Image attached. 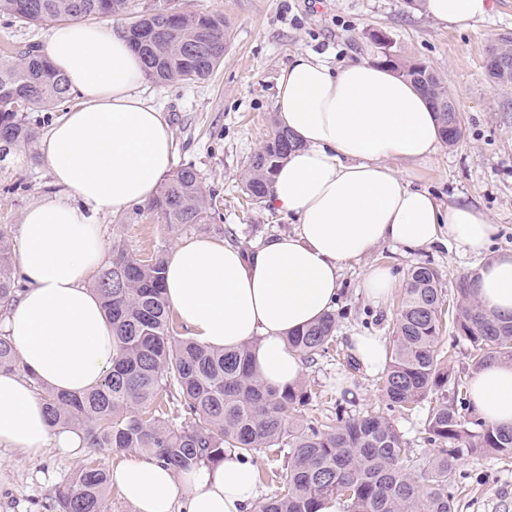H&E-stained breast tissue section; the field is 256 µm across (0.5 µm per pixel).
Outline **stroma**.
<instances>
[{
    "label": "stroma",
    "instance_id": "stroma-1",
    "mask_svg": "<svg viewBox=\"0 0 512 512\" xmlns=\"http://www.w3.org/2000/svg\"><path fill=\"white\" fill-rule=\"evenodd\" d=\"M186 12H208L224 19L229 39L224 60L207 79L195 83L145 81L144 94L160 107L175 141L176 165L200 172L212 219L204 236L224 239L249 250L268 238L294 232L293 217L266 205L255 207L243 192L251 156L275 129L278 79L296 52H310L330 65L366 57L378 60L377 35L400 59L426 63L443 80L460 115L457 144L441 145L428 159H388V166L412 187L440 204L467 201L497 224L492 250H512V84L493 83L485 68L489 47L512 37V0H490L491 11L464 31L441 28L422 5L408 0H176ZM52 23L25 24L0 16V55H23L43 47ZM39 147L0 159V225L7 227L13 249L21 247L25 211L56 194ZM104 246L121 240L138 258L172 251L179 233L141 204L97 219ZM480 257L451 239L407 251L388 243L349 262L342 272L336 301L343 316L327 354L305 365L301 378L310 398L309 420L334 418L337 406L363 416L385 412L379 378L365 374L346 347L349 335L368 332L391 338L409 269L431 264L444 289L472 272ZM386 267L397 279L388 302H369L361 288L366 271ZM348 377L354 396L337 392V377ZM427 406L393 413L409 448L424 456L435 448L426 440ZM128 450L80 448L66 455L50 447L28 456L0 447V512H54L55 492L88 461L105 469L131 458ZM454 489L456 512H512V456L462 454Z\"/></svg>",
    "mask_w": 512,
    "mask_h": 512
}]
</instances>
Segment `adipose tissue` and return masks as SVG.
<instances>
[{"mask_svg": "<svg viewBox=\"0 0 512 512\" xmlns=\"http://www.w3.org/2000/svg\"><path fill=\"white\" fill-rule=\"evenodd\" d=\"M425 8L451 30L490 11L489 0H426ZM43 52L78 103L42 145L63 195L24 214L15 264L25 288L1 322L22 370L0 373V447L31 456L80 445L77 433L48 421L38 387L80 394L112 367V325L90 286L103 261L96 219L149 201L175 160L173 133L141 91L142 61L122 27L61 25ZM276 112L298 147L268 201L294 216L297 229L249 251L208 237L174 248L166 296L198 342L250 345L257 375L291 386L303 361L287 335L328 310L344 264L383 242L414 250L444 233L484 257L472 290L482 308L512 314V251L488 253L497 225L471 205L438 203L387 164L426 158L441 143L435 115L412 83L369 60L334 68L301 52L281 73ZM469 407L488 424L512 427V361L473 373ZM112 483L136 512H252L258 498L254 466L233 451L179 474L143 455L117 465Z\"/></svg>", "mask_w": 512, "mask_h": 512, "instance_id": "ef3b65f1", "label": "adipose tissue"}]
</instances>
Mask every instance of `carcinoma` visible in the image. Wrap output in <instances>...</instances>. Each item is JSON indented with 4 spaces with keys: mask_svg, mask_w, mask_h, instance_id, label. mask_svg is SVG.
Returning a JSON list of instances; mask_svg holds the SVG:
<instances>
[{
    "mask_svg": "<svg viewBox=\"0 0 512 512\" xmlns=\"http://www.w3.org/2000/svg\"><path fill=\"white\" fill-rule=\"evenodd\" d=\"M0 15L24 23L74 22L122 16L141 56L145 75L158 82H197L224 60V19L184 13L172 0H153L144 11L130 0H0ZM381 63L411 81L429 99L442 141L455 144L461 123L448 112L450 95L434 71L418 69L383 53ZM66 77L37 51L13 61L0 56V154L32 145L30 114L71 98ZM297 143L283 130L252 156L243 191L252 204L267 201L275 172ZM150 208L178 231L211 219L197 170L175 169ZM166 255L138 259L112 246V260L98 271L93 287L112 323V370L94 389L75 395L41 390L50 420L80 433L89 448L144 451L176 471L224 461L234 450L252 459L288 449L277 490L259 502L257 512H320L336 502L342 512H454L450 487L464 451L512 455V428L466 419L458 405L462 388L448 396L456 376L439 347L445 303L439 271L428 263L407 273L392 346L383 369L382 394L390 408L412 409L432 401L426 441L438 447L431 457L414 455L395 423L384 415L347 416L336 407L329 425H307L295 433L287 417L308 399L303 386L279 389L255 373L250 346L216 350L179 336L165 297ZM460 277L452 332L470 346L478 370L512 360V316L487 314ZM20 291L8 230L0 227V314ZM341 313L330 307L310 326L288 335V346L307 363L327 353ZM19 368L8 336L0 334V372ZM111 479L107 470L85 466L60 486L54 512H104Z\"/></svg>",
    "mask_w": 512,
    "mask_h": 512,
    "instance_id": "obj_1",
    "label": "carcinoma"
}]
</instances>
